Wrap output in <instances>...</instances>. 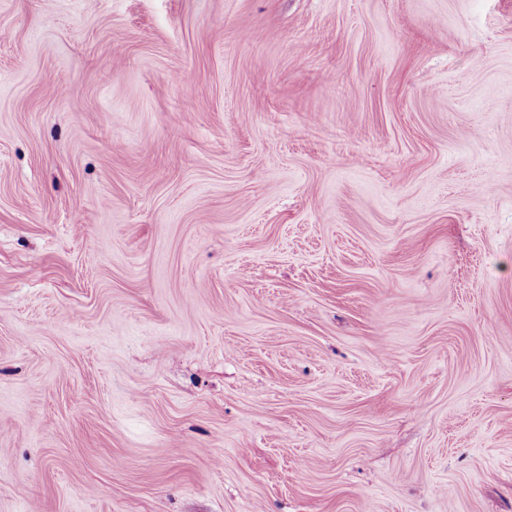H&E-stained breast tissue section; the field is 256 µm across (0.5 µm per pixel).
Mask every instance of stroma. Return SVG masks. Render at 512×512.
<instances>
[{"instance_id": "obj_1", "label": "stroma", "mask_w": 512, "mask_h": 512, "mask_svg": "<svg viewBox=\"0 0 512 512\" xmlns=\"http://www.w3.org/2000/svg\"><path fill=\"white\" fill-rule=\"evenodd\" d=\"M0 512H512V0H0Z\"/></svg>"}]
</instances>
